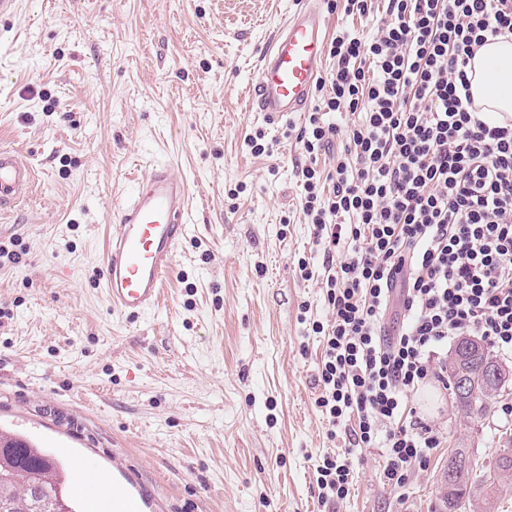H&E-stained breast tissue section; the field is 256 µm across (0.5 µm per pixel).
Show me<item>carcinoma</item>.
<instances>
[{"mask_svg":"<svg viewBox=\"0 0 512 512\" xmlns=\"http://www.w3.org/2000/svg\"><path fill=\"white\" fill-rule=\"evenodd\" d=\"M448 389L455 407L474 428L494 413L512 390L505 367L483 340L459 338L448 356ZM499 453L485 462L459 444L449 456L439 486L440 512H498L501 488L512 483V431L498 432ZM68 473L56 455L29 438L0 428V512H79L67 493Z\"/></svg>","mask_w":512,"mask_h":512,"instance_id":"carcinoma-1","label":"carcinoma"}]
</instances>
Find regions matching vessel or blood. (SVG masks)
Listing matches in <instances>:
<instances>
[{
  "label": "vessel or blood",
  "mask_w": 512,
  "mask_h": 512,
  "mask_svg": "<svg viewBox=\"0 0 512 512\" xmlns=\"http://www.w3.org/2000/svg\"><path fill=\"white\" fill-rule=\"evenodd\" d=\"M265 50L248 91L250 111L275 121L306 111L323 64L326 20L321 0H297ZM32 171L18 152L0 146V209L23 201ZM189 190L170 164H154L113 209L115 228L98 286L113 313L132 323L157 308L169 285L172 261L187 238ZM100 512H138L120 488L102 498Z\"/></svg>",
  "instance_id": "obj_1"
}]
</instances>
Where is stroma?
I'll use <instances>...</instances> for the list:
<instances>
[{
	"label": "stroma",
	"mask_w": 512,
	"mask_h": 512,
	"mask_svg": "<svg viewBox=\"0 0 512 512\" xmlns=\"http://www.w3.org/2000/svg\"><path fill=\"white\" fill-rule=\"evenodd\" d=\"M296 0H19L0 19V143L37 172L0 215V427L133 495L139 512H434L460 440L497 451L499 417L470 430L449 390L413 402L441 448L401 488L378 448L329 436L315 400L329 319L300 211L303 160L246 90ZM273 145L254 156L244 140ZM189 187L192 233L159 307L122 322L97 279L112 207L157 162ZM351 452L348 497L323 503L324 455Z\"/></svg>",
	"instance_id": "1"
}]
</instances>
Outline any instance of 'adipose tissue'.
Wrapping results in <instances>:
<instances>
[{"label": "adipose tissue", "mask_w": 512, "mask_h": 512, "mask_svg": "<svg viewBox=\"0 0 512 512\" xmlns=\"http://www.w3.org/2000/svg\"><path fill=\"white\" fill-rule=\"evenodd\" d=\"M475 100L489 113L512 112V41L498 40L482 47L473 61Z\"/></svg>", "instance_id": "adipose-tissue-1"}]
</instances>
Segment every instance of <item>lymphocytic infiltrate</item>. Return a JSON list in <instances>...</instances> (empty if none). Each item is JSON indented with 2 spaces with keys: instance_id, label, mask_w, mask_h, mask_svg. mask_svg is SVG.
<instances>
[{
  "instance_id": "obj_1",
  "label": "lymphocytic infiltrate",
  "mask_w": 512,
  "mask_h": 512,
  "mask_svg": "<svg viewBox=\"0 0 512 512\" xmlns=\"http://www.w3.org/2000/svg\"><path fill=\"white\" fill-rule=\"evenodd\" d=\"M509 36L512 0H386L372 38L337 29L296 135L331 313L311 324L315 405L351 447L383 449L394 487L442 445L409 398L447 383L449 343L477 336L512 356V119L485 120L468 77ZM317 474L325 501L348 496V461L325 456Z\"/></svg>"
}]
</instances>
